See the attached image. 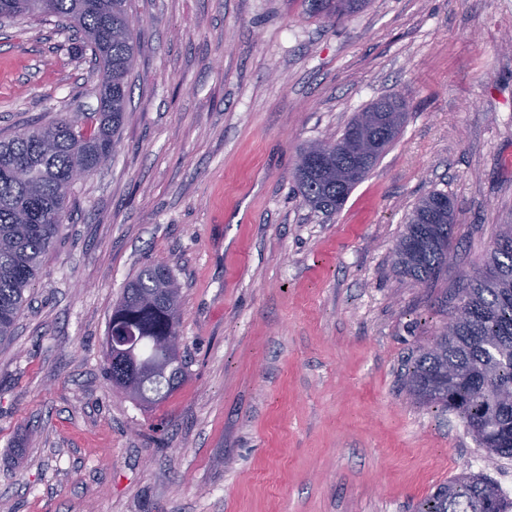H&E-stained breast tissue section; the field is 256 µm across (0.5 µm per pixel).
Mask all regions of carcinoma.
I'll return each mask as SVG.
<instances>
[{"instance_id": "1", "label": "carcinoma", "mask_w": 512, "mask_h": 512, "mask_svg": "<svg viewBox=\"0 0 512 512\" xmlns=\"http://www.w3.org/2000/svg\"><path fill=\"white\" fill-rule=\"evenodd\" d=\"M0 0V19L54 17L90 51L100 79L112 85L96 109L66 113L0 139V343L14 333L66 215L71 173L88 177L111 160L127 112L136 42L128 0ZM366 0H311L316 13L343 15ZM404 105L381 99L356 113L333 142L308 145L293 177L312 209L335 213L398 139ZM455 207L433 190L414 205L393 253V268L417 284L434 283L448 267ZM449 326L419 349L404 386L415 401L458 417L486 457L512 458V224H503L482 264L457 289ZM181 288L164 264L143 268L125 288L109 320L106 362L113 384L144 404H157L186 377L180 355ZM134 345L112 351L111 333ZM418 512H508L499 487L481 474L454 476Z\"/></svg>"}]
</instances>
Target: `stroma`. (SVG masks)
Returning <instances> with one entry per match:
<instances>
[{
	"instance_id": "1",
	"label": "stroma",
	"mask_w": 512,
	"mask_h": 512,
	"mask_svg": "<svg viewBox=\"0 0 512 512\" xmlns=\"http://www.w3.org/2000/svg\"><path fill=\"white\" fill-rule=\"evenodd\" d=\"M139 42L111 160L75 184L0 345V512H414L462 473L502 482L402 378L512 224V0H130ZM73 33L0 23V137L96 107ZM399 138L331 215L292 178L370 103ZM456 211L448 271L395 275L417 199ZM182 288L188 378L145 407L107 375L126 283ZM343 6L337 8L332 0H311L310 6L316 13H324L326 16L343 15L360 10L366 3V0H343Z\"/></svg>"
}]
</instances>
